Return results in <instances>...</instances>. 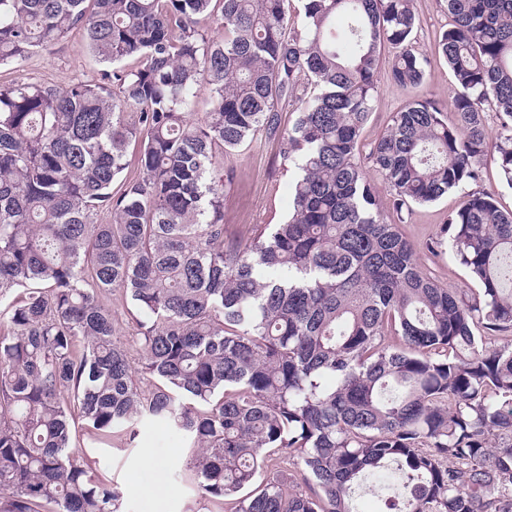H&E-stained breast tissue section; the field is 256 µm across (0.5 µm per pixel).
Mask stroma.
Here are the masks:
<instances>
[{
    "label": "stroma",
    "instance_id": "obj_1",
    "mask_svg": "<svg viewBox=\"0 0 512 512\" xmlns=\"http://www.w3.org/2000/svg\"><path fill=\"white\" fill-rule=\"evenodd\" d=\"M419 25L414 34L415 50L426 71L425 83L408 91L390 76L393 53L381 50L380 76L374 110L362 133L364 146H372L386 129L393 112L411 98L449 102L455 90L448 65L438 53L439 35L452 23L446 0H415ZM104 70L90 53L81 30H74L55 46L30 56L21 66H0V85L17 80L65 86L82 80L97 82ZM282 142L277 135H265L243 146L225 159L234 171V181L224 198V237L247 243L257 226L278 224L287 219L291 204L290 184L296 170L281 158ZM463 200L462 191L448 192L433 203L417 205L399 214L385 207L389 221L398 224L404 236L417 248L423 272L448 290L463 292L471 283L454 259L444 232L449 213ZM87 457L97 474L116 485L123 494V512H224L201 499L183 481L187 450L181 435L165 424L143 422L136 445L124 447L113 441L104 448L91 447Z\"/></svg>",
    "mask_w": 512,
    "mask_h": 512
}]
</instances>
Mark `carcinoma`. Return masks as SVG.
Masks as SVG:
<instances>
[{
    "instance_id": "carcinoma-1",
    "label": "carcinoma",
    "mask_w": 512,
    "mask_h": 512,
    "mask_svg": "<svg viewBox=\"0 0 512 512\" xmlns=\"http://www.w3.org/2000/svg\"><path fill=\"white\" fill-rule=\"evenodd\" d=\"M290 2L0 0V65L75 29L112 65L98 83L0 86V301L24 287L0 309V512H122L83 448L131 447L145 419L183 435L200 498L230 512H354V488L393 466L388 512H512V211L464 193L446 232L476 289L450 291L364 166L399 214L488 160L512 188V0H447L455 95L409 101L365 156L381 47L396 83L425 80L414 0H299L292 34ZM217 11L221 41L199 29ZM277 132L301 171L293 212L227 241L233 170L213 168ZM136 140L139 178L114 195ZM114 292L138 311L137 368ZM290 457L297 475H264Z\"/></svg>"
}]
</instances>
